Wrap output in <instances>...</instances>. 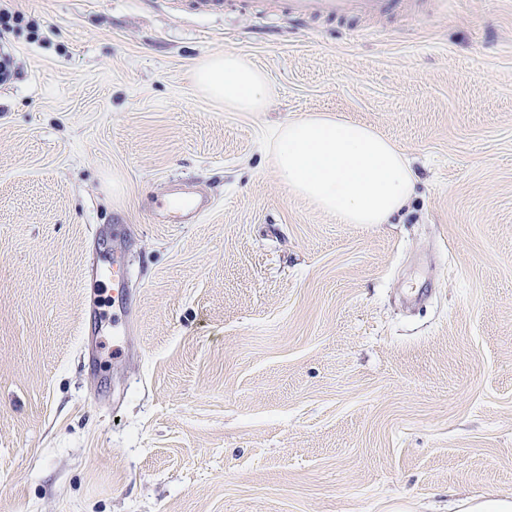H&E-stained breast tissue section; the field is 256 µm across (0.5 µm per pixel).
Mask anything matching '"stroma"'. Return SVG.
Masks as SVG:
<instances>
[{
	"label": "stroma",
	"instance_id": "35a3bbf8",
	"mask_svg": "<svg viewBox=\"0 0 512 512\" xmlns=\"http://www.w3.org/2000/svg\"><path fill=\"white\" fill-rule=\"evenodd\" d=\"M0 86V512H447L512 493V0L290 30L182 0H10ZM238 54L257 112L196 71ZM418 174L342 224L289 120ZM209 202L164 224L175 186ZM137 312L112 321V260ZM19 16H14L10 13L9 9L5 7L4 9L0 8V42H1V51H0V84H6L13 79V70H12V58L8 51L4 50V45L2 44V37L5 39L4 34H1L2 31L7 32L11 28H13V24L18 22ZM196 81L211 98L234 112H256L264 104L266 75L237 54L211 57L196 73ZM274 165L288 189L342 224H388L417 177L397 146L372 128L329 114L289 120Z\"/></svg>",
	"mask_w": 512,
	"mask_h": 512
}]
</instances>
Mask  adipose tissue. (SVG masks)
Returning a JSON list of instances; mask_svg holds the SVG:
<instances>
[{"label":"adipose tissue","instance_id":"adipose-tissue-1","mask_svg":"<svg viewBox=\"0 0 512 512\" xmlns=\"http://www.w3.org/2000/svg\"><path fill=\"white\" fill-rule=\"evenodd\" d=\"M196 81L225 109L255 112L266 75L237 54L211 57ZM274 165L289 190L342 224H387L411 200L417 177L397 146L372 128L329 114L288 121Z\"/></svg>","mask_w":512,"mask_h":512}]
</instances>
